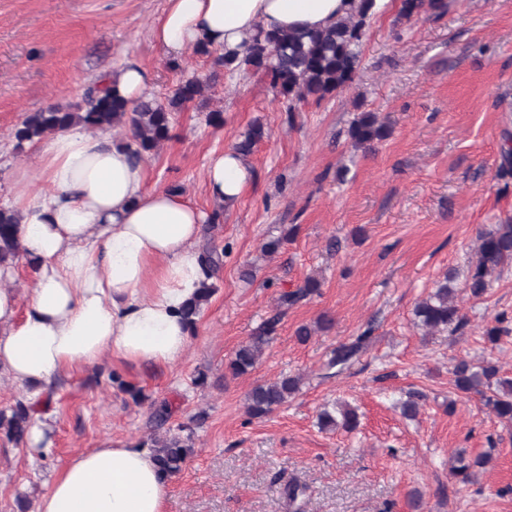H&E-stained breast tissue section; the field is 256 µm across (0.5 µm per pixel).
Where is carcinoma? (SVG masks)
<instances>
[{
  "label": "carcinoma",
  "instance_id": "obj_1",
  "mask_svg": "<svg viewBox=\"0 0 512 512\" xmlns=\"http://www.w3.org/2000/svg\"><path fill=\"white\" fill-rule=\"evenodd\" d=\"M377 10L376 0H354L352 11L323 29L267 31L259 26L246 42L242 52L222 53L204 44L194 48V53L213 60L215 71L206 77L192 76L181 82L173 94L165 100L154 97L132 103L117 92L98 85L86 90L83 104L74 109L48 108L25 114L14 130L16 146L36 143L43 138L75 125L86 129L110 133L117 128L129 130L132 142L127 144L133 158L140 160L156 151L169 138L173 114L190 102L206 97L211 81L222 70L229 74L245 76L261 75L269 79L276 94L288 101V111L311 98L321 101L345 89L354 80L359 65V48L370 18ZM443 14L447 11L445 0H402L400 15L411 18L421 12ZM266 135L264 124L254 121L235 150L247 157L254 146ZM348 138L355 148H369L372 143L389 135L387 125L374 112H362L351 122ZM17 215L0 209V265H14L23 257L17 235ZM202 262L206 268V281L198 293L186 305L185 319L195 327L203 307L214 293L211 282L220 265L221 253L208 242ZM512 264V220L495 224L479 236L476 260L471 263L466 286L473 297L486 293L494 275ZM455 273L450 271L425 299L417 303L414 316L417 325L427 333L447 331L451 334L464 325L463 317L455 302L453 282ZM320 282L308 277L304 284L280 297L279 307H288L318 293ZM280 322V314L266 319L247 342L240 345L226 365L233 377L252 372L273 339ZM509 320L502 313L494 318V324L486 327L484 336L492 344L509 333ZM372 335L365 329L354 341L337 347L329 358L326 368L341 370L364 348ZM453 382L458 392L480 396L484 406L498 418L512 422V378L499 375L496 365L487 361L475 365L467 360L456 362L452 369ZM297 377L284 376L273 382L255 385L246 397V413L251 418H261L282 406L299 390ZM32 423L31 407L19 401L11 412L0 411V432L19 444L24 441ZM358 423L357 415L350 409L333 407L323 409L319 415L322 426H339L352 431ZM141 446L152 449L161 471L166 476L179 473L193 454V429L181 424L162 434H152ZM453 474L464 482L473 476V468L486 464L481 455L469 461L464 454L456 458Z\"/></svg>",
  "mask_w": 512,
  "mask_h": 512
}]
</instances>
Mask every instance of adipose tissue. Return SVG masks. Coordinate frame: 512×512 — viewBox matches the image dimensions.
Segmentation results:
<instances>
[{"label": "adipose tissue", "instance_id": "1", "mask_svg": "<svg viewBox=\"0 0 512 512\" xmlns=\"http://www.w3.org/2000/svg\"><path fill=\"white\" fill-rule=\"evenodd\" d=\"M351 10L350 0H167L151 34L166 51L207 44L242 51L256 27L319 29ZM126 99L148 97L151 70L128 59L104 77ZM40 188L7 202L35 278L28 306L0 266V375L40 400L62 371L104 357L173 364L190 329L184 307L206 279L197 247L204 213L183 195L147 189L146 170L111 135L74 126L37 148ZM252 179L241 155L210 157L205 188L234 203ZM168 479L151 449L109 439L64 465L36 512H165Z\"/></svg>", "mask_w": 512, "mask_h": 512}]
</instances>
